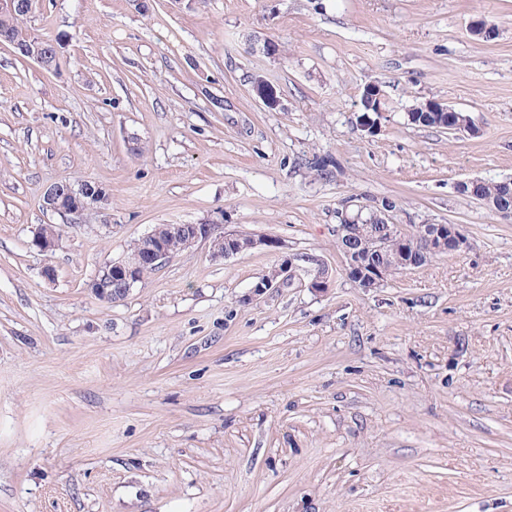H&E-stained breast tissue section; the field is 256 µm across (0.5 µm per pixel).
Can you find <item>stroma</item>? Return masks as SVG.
<instances>
[{"label":"stroma","instance_id":"35a3bbf8","mask_svg":"<svg viewBox=\"0 0 512 512\" xmlns=\"http://www.w3.org/2000/svg\"><path fill=\"white\" fill-rule=\"evenodd\" d=\"M24 25L60 67L0 44V512H512V220L455 190L512 178V0H38ZM428 100L476 134L411 124ZM84 180L107 210L43 209ZM382 198L466 248L358 287L336 211ZM160 224L279 246L200 242L95 296ZM294 267L291 258H285L282 263L279 264L277 269V275L280 279L276 282L271 280H260L252 286L253 296H261L267 294L271 290L280 288L284 284H288V281L294 277Z\"/></svg>","mask_w":512,"mask_h":512}]
</instances>
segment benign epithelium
<instances>
[{
    "mask_svg": "<svg viewBox=\"0 0 512 512\" xmlns=\"http://www.w3.org/2000/svg\"><path fill=\"white\" fill-rule=\"evenodd\" d=\"M33 10V0H0V16L11 18L18 12ZM21 55L39 64L47 70L56 67L59 58L57 45L52 50L39 43L18 47ZM432 113L444 117L448 126L457 133L476 134L470 117L462 115L457 109L440 103L428 101L414 107L409 118L415 119L420 113ZM109 196L98 184L84 181L78 185L57 182L50 185L43 195L46 209L70 216H81L91 208H103L108 205ZM392 231L399 235L402 251L413 253L415 257L406 262V269L413 270L422 263L438 255L456 254L466 248L467 241L456 224H419L410 231L393 225ZM169 235L177 239L183 250L194 247L204 241L210 244L213 258L226 259L243 251L257 248L279 247V242L270 238H244L237 233H227L220 224H170ZM60 233L53 225H43L36 232L32 246L41 251L56 247ZM172 254L169 247L154 231L139 239L138 247L126 257L111 261L103 266L89 283L91 291L100 299L115 302L122 299L134 285L143 280L144 272L149 268H158L165 264ZM279 280H260L253 285V296L264 295L288 283L294 277L291 259L286 258L277 269Z\"/></svg>",
    "mask_w": 512,
    "mask_h": 512,
    "instance_id": "1",
    "label": "benign epithelium"
}]
</instances>
